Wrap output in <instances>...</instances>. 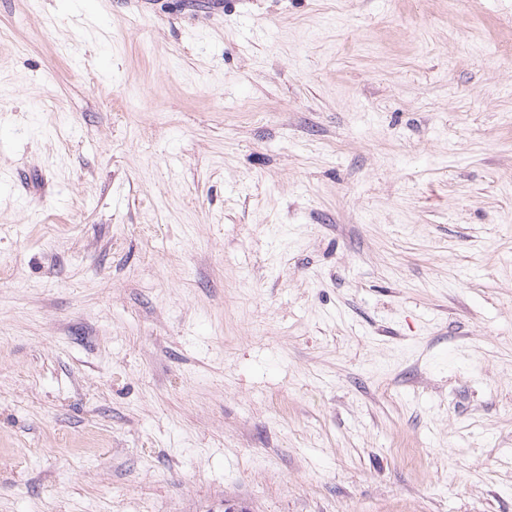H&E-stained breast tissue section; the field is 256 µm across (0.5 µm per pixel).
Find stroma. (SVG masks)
I'll return each mask as SVG.
<instances>
[{"instance_id":"1","label":"stroma","mask_w":512,"mask_h":512,"mask_svg":"<svg viewBox=\"0 0 512 512\" xmlns=\"http://www.w3.org/2000/svg\"><path fill=\"white\" fill-rule=\"evenodd\" d=\"M0 38V512H512V0Z\"/></svg>"}]
</instances>
